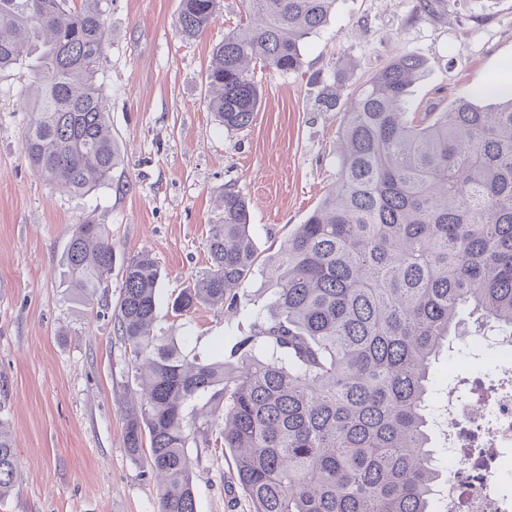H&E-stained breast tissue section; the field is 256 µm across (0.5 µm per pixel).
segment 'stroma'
Wrapping results in <instances>:
<instances>
[{"mask_svg":"<svg viewBox=\"0 0 512 512\" xmlns=\"http://www.w3.org/2000/svg\"><path fill=\"white\" fill-rule=\"evenodd\" d=\"M417 0H338L306 39L301 72L258 70L260 106L250 127L225 130L207 107L212 49L245 18L242 0H221L206 33L183 39L179 0H108V44L99 81L124 163L108 185L69 193L44 181L23 150L33 73L0 74V420L16 438L19 486L0 512H157V483L124 442L123 345L104 309L69 288L64 254L74 225H104L115 262L101 288L120 293L123 265L148 251L162 298L210 267L209 227L224 189L250 208L257 263L265 265L334 185L346 106L324 111L323 86L343 93L413 55L424 73L410 97L445 107L456 94L512 82V0H445L438 18L415 17ZM233 309L198 306L166 316L204 358L248 332L270 292L244 284ZM488 366L472 339L456 341L430 370L432 387L474 378ZM197 512H249L231 454L189 451Z\"/></svg>","mask_w":512,"mask_h":512,"instance_id":"obj_1","label":"stroma"}]
</instances>
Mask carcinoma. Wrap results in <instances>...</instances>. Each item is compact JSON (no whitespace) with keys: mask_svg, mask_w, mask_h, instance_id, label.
<instances>
[{"mask_svg":"<svg viewBox=\"0 0 512 512\" xmlns=\"http://www.w3.org/2000/svg\"><path fill=\"white\" fill-rule=\"evenodd\" d=\"M206 73L228 131L258 110L256 67L303 66L304 41L336 0H244ZM220 0H180L176 27L203 35ZM105 0H0V72L31 58L23 151L47 181L88 192L123 162L98 84ZM424 63L398 56L348 96L336 188L256 269L245 197L226 188L209 270L171 301L175 316L233 306L252 276L273 302L250 334L203 359L161 326V269L148 252L122 271L113 331L136 383L124 441L162 478L158 512H197L188 448L230 451L250 512H432L441 473L429 431L432 361L477 328L512 329V91L470 89L440 112L410 88ZM484 101L485 105L478 104ZM85 301L112 275L102 224H76L64 256ZM20 479L0 423V498Z\"/></svg>","mask_w":512,"mask_h":512,"instance_id":"obj_1","label":"carcinoma"}]
</instances>
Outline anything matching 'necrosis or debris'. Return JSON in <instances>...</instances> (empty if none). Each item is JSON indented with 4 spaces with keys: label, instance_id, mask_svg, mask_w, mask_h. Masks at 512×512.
<instances>
[{
    "label": "necrosis or debris",
    "instance_id": "obj_1",
    "mask_svg": "<svg viewBox=\"0 0 512 512\" xmlns=\"http://www.w3.org/2000/svg\"><path fill=\"white\" fill-rule=\"evenodd\" d=\"M443 413L450 427L443 512H512V490L489 491L512 483V386L472 401L448 390Z\"/></svg>",
    "mask_w": 512,
    "mask_h": 512
}]
</instances>
